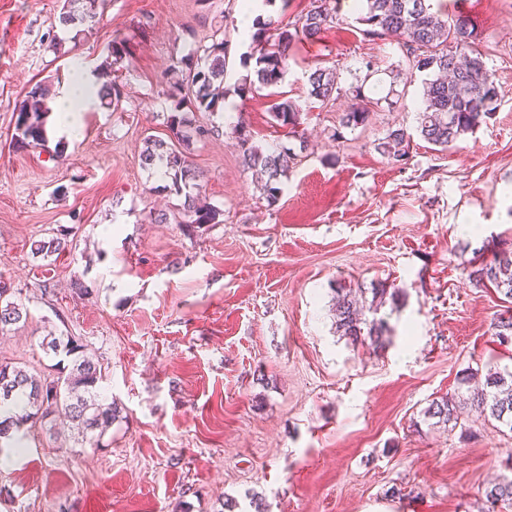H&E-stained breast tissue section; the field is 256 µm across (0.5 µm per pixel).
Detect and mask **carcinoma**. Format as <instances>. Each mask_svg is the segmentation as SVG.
Returning <instances> with one entry per match:
<instances>
[{
  "label": "carcinoma",
  "instance_id": "cac0c4a2",
  "mask_svg": "<svg viewBox=\"0 0 512 512\" xmlns=\"http://www.w3.org/2000/svg\"><path fill=\"white\" fill-rule=\"evenodd\" d=\"M102 0H64L58 23L64 29L92 33L99 23V3ZM361 15L356 22L362 25V40L396 42L409 67L430 71L434 78L425 82L423 106L418 112L419 133L427 142L447 148L462 135L477 127L484 117L496 108L499 90L495 75L488 70L483 54L476 43L474 29L467 16L441 14L432 7V0H359ZM336 0H308V5L296 15L295 21L274 28L262 23L251 37L243 64L254 63L248 84L239 88L245 93L255 87H276L288 72L290 50L294 43L314 40L330 23L336 21ZM130 51L126 42L112 44L111 60L102 66L106 81L100 83L98 97L102 107L113 112L126 111L122 86L111 74L116 72ZM226 50L224 31L217 28L208 45H195L171 65L175 80L169 82L162 94L174 100L168 112L166 127L169 140L147 137L140 154L141 165L165 177L158 189L179 198L176 210L190 217V232L204 224L218 223L221 211L198 203L201 185L199 174L189 161L188 149L193 140L208 134H222L218 125L204 130L193 126L190 114L215 113L224 108V70ZM309 97L325 104L343 92L336 69L317 67L308 76ZM354 100L352 110L341 118V125L354 128L365 124L369 117L370 98L364 93V83L348 88ZM50 87L39 82L26 92L16 108L12 148L24 152L31 148L47 151L57 158L64 151L61 142L49 147L46 121L50 108L46 101ZM269 112L276 125L288 129L299 141V150L307 147L301 125L299 105L283 95H273ZM238 140L243 165L263 186L268 203L276 200L278 184L288 176L297 153L284 146L262 147L254 144L244 122L230 128ZM410 136L403 128L391 129L378 144V150L388 159L399 162L407 158ZM72 248L65 233L35 240L31 252L42 258L60 255ZM476 282L493 286L512 300V252L502 251L483 261L471 271ZM372 297L352 285L336 288L334 325L336 334L354 344H368L376 349L389 341L388 325L377 317L386 298L396 300L397 292L385 288L371 289ZM27 318V309L13 300L7 284L0 281V332ZM495 336L502 343L512 342V315L498 317ZM46 352L58 358L63 374L52 381H42L20 366L0 363V456L16 447L18 433L27 423L43 421L61 410L75 424L82 440L96 447L101 437L117 417L112 404L99 400L98 388L103 382L101 364L88 357L84 345L74 336H47L42 341ZM489 391L477 397V406L488 418L512 433V371H494L486 375ZM462 400L443 397L434 401L428 416L441 423L458 420ZM488 512L498 505H512V478L504 477L485 489Z\"/></svg>",
  "mask_w": 512,
  "mask_h": 512
}]
</instances>
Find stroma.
<instances>
[{
	"instance_id": "35a3bbf8",
	"label": "stroma",
	"mask_w": 512,
	"mask_h": 512,
	"mask_svg": "<svg viewBox=\"0 0 512 512\" xmlns=\"http://www.w3.org/2000/svg\"><path fill=\"white\" fill-rule=\"evenodd\" d=\"M245 0H107L92 34L61 30L62 0H0V280L28 312L0 334V363L55 378L44 336L80 337L102 365L104 402L121 409L101 448L70 424L33 429L0 464V512H481L512 473V434L467 407L436 424L432 401L466 394L470 370H512L493 323L512 300L468 277L512 249V0H439L470 19L500 97L448 148L416 131L422 73L404 77L396 44L366 42L352 0L316 41L297 43L280 89L297 102L309 146L275 203L239 162L234 138L190 147L217 224L187 233L155 223L175 197L140 166L147 136L168 138L167 67L223 28L225 98L256 144H288L263 92L240 94ZM131 54L119 80L125 111L79 113L62 157L14 151L15 107L37 82L60 92L76 64L113 42ZM342 85L368 77L395 104L341 129L351 98L308 95L316 63ZM411 135L407 160L377 145ZM67 231L71 251L42 259L33 241ZM92 286L77 295L74 280ZM385 284L384 349L336 335L335 288ZM401 491L399 497L390 488Z\"/></svg>"
}]
</instances>
